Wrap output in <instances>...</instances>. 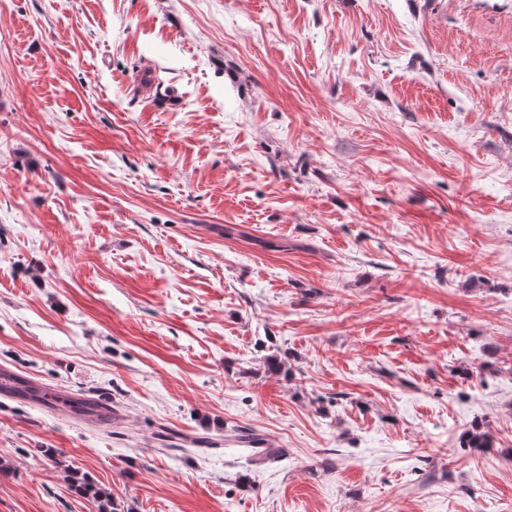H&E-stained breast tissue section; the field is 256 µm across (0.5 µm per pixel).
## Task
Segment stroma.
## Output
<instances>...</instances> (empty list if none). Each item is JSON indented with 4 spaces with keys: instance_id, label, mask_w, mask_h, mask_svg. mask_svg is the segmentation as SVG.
<instances>
[{
    "instance_id": "stroma-1",
    "label": "stroma",
    "mask_w": 512,
    "mask_h": 512,
    "mask_svg": "<svg viewBox=\"0 0 512 512\" xmlns=\"http://www.w3.org/2000/svg\"><path fill=\"white\" fill-rule=\"evenodd\" d=\"M0 367V512H512V0H0ZM9 378L11 379L14 384L10 385L9 387L3 386V379ZM4 391L7 394L21 398V399H29V400H35L38 402H42L44 404L50 405L49 401V392L47 390L43 389L40 390L39 388L32 385V383L20 376L7 374V373H0V392ZM54 401L62 399V403L70 407V409L79 416H82L90 421L99 419L100 404L97 400L87 397L72 398L54 396Z\"/></svg>"
}]
</instances>
